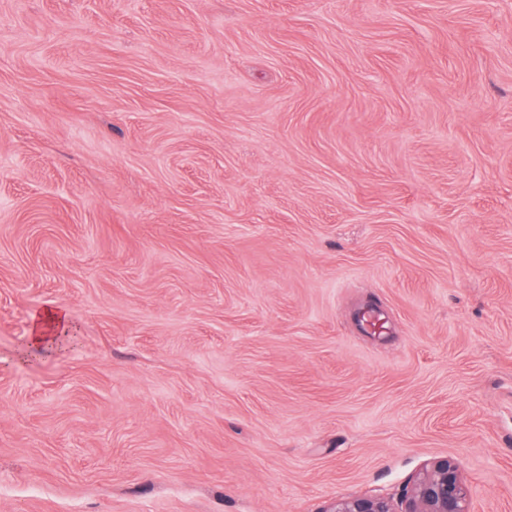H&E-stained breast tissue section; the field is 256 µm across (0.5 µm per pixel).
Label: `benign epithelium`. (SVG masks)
Listing matches in <instances>:
<instances>
[{"label":"benign epithelium","mask_w":512,"mask_h":512,"mask_svg":"<svg viewBox=\"0 0 512 512\" xmlns=\"http://www.w3.org/2000/svg\"><path fill=\"white\" fill-rule=\"evenodd\" d=\"M326 512H471L468 490L458 461L444 457L428 462L396 510L391 498L361 495L342 498Z\"/></svg>","instance_id":"obj_1"}]
</instances>
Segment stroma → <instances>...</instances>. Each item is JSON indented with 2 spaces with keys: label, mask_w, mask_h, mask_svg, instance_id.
Listing matches in <instances>:
<instances>
[{
  "label": "stroma",
  "mask_w": 512,
  "mask_h": 512,
  "mask_svg": "<svg viewBox=\"0 0 512 512\" xmlns=\"http://www.w3.org/2000/svg\"><path fill=\"white\" fill-rule=\"evenodd\" d=\"M447 456L512 512V0H0V512ZM71 328L68 315L60 309H45L33 320L30 347L35 350L46 349L53 345L56 336L67 333Z\"/></svg>",
  "instance_id": "obj_1"
}]
</instances>
